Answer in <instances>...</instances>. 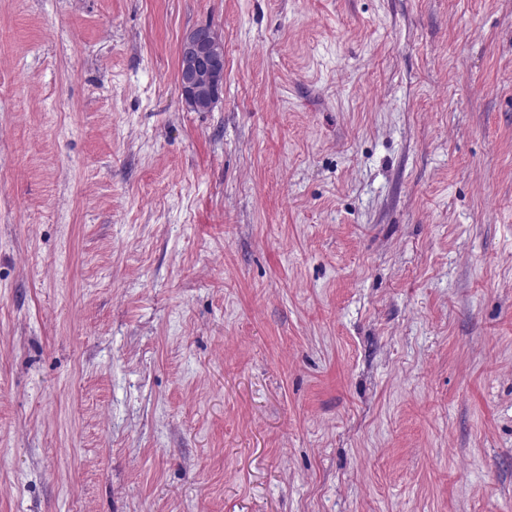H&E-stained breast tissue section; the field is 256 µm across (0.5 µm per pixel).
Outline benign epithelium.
<instances>
[{
    "label": "benign epithelium",
    "mask_w": 512,
    "mask_h": 512,
    "mask_svg": "<svg viewBox=\"0 0 512 512\" xmlns=\"http://www.w3.org/2000/svg\"><path fill=\"white\" fill-rule=\"evenodd\" d=\"M178 84L185 106L214 107L224 94V41L209 26L187 30L178 46Z\"/></svg>",
    "instance_id": "7a95c632"
}]
</instances>
